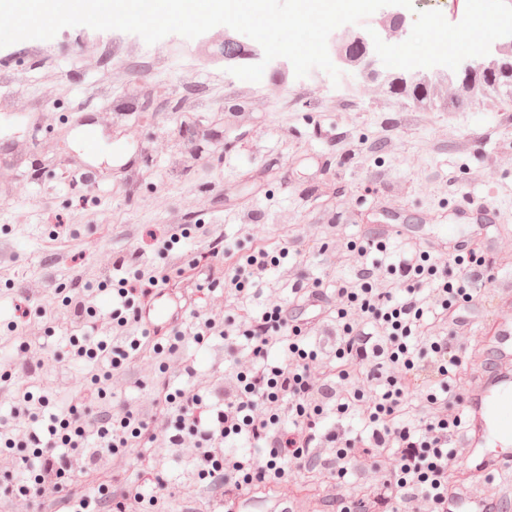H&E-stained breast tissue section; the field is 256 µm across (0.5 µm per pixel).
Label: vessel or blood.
<instances>
[{
  "label": "vessel or blood",
  "mask_w": 512,
  "mask_h": 512,
  "mask_svg": "<svg viewBox=\"0 0 512 512\" xmlns=\"http://www.w3.org/2000/svg\"><path fill=\"white\" fill-rule=\"evenodd\" d=\"M457 223L482 224L490 220L491 213L474 199L462 197L454 206ZM471 245L470 239L449 232L445 237H433L424 243L425 248L435 254H451L465 251ZM144 325L148 331H165L174 322L172 305L159 294L149 301L144 310ZM495 346L492 352L481 353L484 363L477 383L464 396L463 407L467 413L468 426L461 442L462 447H479L492 432L508 430L512 432V408L489 413V402L503 394L512 395V319L498 316L488 326Z\"/></svg>",
  "instance_id": "1"
}]
</instances>
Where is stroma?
<instances>
[{
    "label": "stroma",
    "instance_id": "35a3bbf8",
    "mask_svg": "<svg viewBox=\"0 0 512 512\" xmlns=\"http://www.w3.org/2000/svg\"><path fill=\"white\" fill-rule=\"evenodd\" d=\"M215 40L148 45L75 26L0 48V242L11 256L0 266V363L13 353L4 330L22 316L23 287L57 301L73 277L97 284L135 249L163 266L158 242L174 224L214 225L242 258L246 226L270 249L281 226L320 237L344 212L354 241L386 216L428 235L452 223L464 195L512 225V99L491 112H420L370 92L348 110L306 98L321 69L299 78L282 57L288 83L270 95L263 80L225 83ZM497 313L486 305L452 339L464 354L449 383L472 381L475 335ZM68 369V388L47 368L18 374L11 394L69 404L86 369Z\"/></svg>",
    "mask_w": 512,
    "mask_h": 512
}]
</instances>
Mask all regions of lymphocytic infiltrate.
Here are the masks:
<instances>
[{
    "mask_svg": "<svg viewBox=\"0 0 512 512\" xmlns=\"http://www.w3.org/2000/svg\"><path fill=\"white\" fill-rule=\"evenodd\" d=\"M329 236L320 245L327 266L344 272L331 293L321 280L297 278L289 295L269 291L271 276L286 274L280 260L255 247L235 264L223 234L211 231L201 248L178 252L174 271L197 289H223L224 300L162 336L139 324L161 280L136 252L130 263L114 262L119 280L75 282L60 304L36 303L47 323H73L65 353L9 324L16 359L30 369L50 354L93 366L95 400L59 408L29 392L0 414V504L8 512H145L168 488L156 464L162 455L185 465L216 512H234L258 488L281 494L321 460L334 480L352 470L380 475L373 500L343 494L330 500L336 512H448L449 501L464 503L456 491L463 394L448 383L460 355L448 340L467 331L473 274L490 265L484 249L441 263L418 250L386 265L377 258L384 242L345 239L336 224ZM111 287L118 303L105 312L97 297ZM313 298L323 306L289 316L290 305ZM250 299L261 311H244ZM213 340L224 343V364L199 373L188 349ZM147 357L137 382L152 390L143 406L125 391L131 365ZM350 419L360 429H349ZM131 470L135 483L122 485ZM218 484L223 494L210 497Z\"/></svg>",
    "mask_w": 512,
    "mask_h": 512,
    "instance_id": "f902f5d3",
    "label": "lymphocytic infiltrate"
}]
</instances>
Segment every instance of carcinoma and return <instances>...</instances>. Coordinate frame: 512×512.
<instances>
[{
    "mask_svg": "<svg viewBox=\"0 0 512 512\" xmlns=\"http://www.w3.org/2000/svg\"><path fill=\"white\" fill-rule=\"evenodd\" d=\"M249 58L246 46L224 38V62L240 63ZM451 78H419L395 71L369 70L364 78L378 83L385 94L397 97L420 110L466 112L479 104L495 110L499 103L512 98V50H505L491 66H481L475 73L450 72Z\"/></svg>",
    "mask_w": 512,
    "mask_h": 512,
    "instance_id": "obj_1",
    "label": "carcinoma"
}]
</instances>
